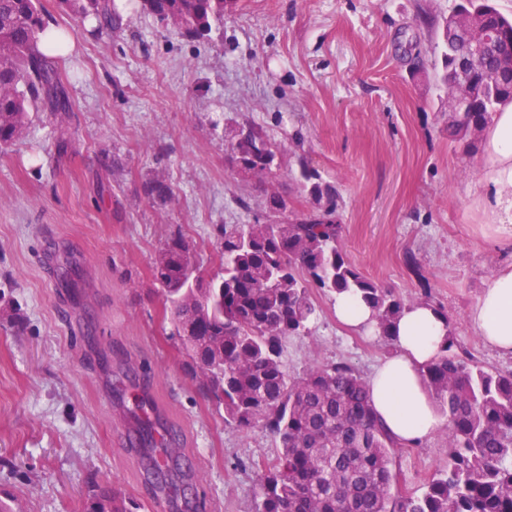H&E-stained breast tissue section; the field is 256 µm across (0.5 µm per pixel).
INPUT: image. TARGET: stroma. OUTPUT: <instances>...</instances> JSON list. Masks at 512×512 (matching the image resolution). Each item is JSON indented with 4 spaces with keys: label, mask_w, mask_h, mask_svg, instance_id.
Segmentation results:
<instances>
[{
    "label": "stroma",
    "mask_w": 512,
    "mask_h": 512,
    "mask_svg": "<svg viewBox=\"0 0 512 512\" xmlns=\"http://www.w3.org/2000/svg\"><path fill=\"white\" fill-rule=\"evenodd\" d=\"M41 2L75 34L62 64L73 110L63 126L31 113L26 136L0 146V504L10 512H84L99 485L140 512H182V499L201 497L209 512H253V463L275 443L261 428L225 426L185 371L153 269L179 234L202 273H217V226L268 220L269 195L287 203L277 220L300 217L312 206L302 155L336 190L348 261L414 301L415 257L458 349L487 371H512V356L467 322L512 252L478 237L481 151L448 135L441 30L460 0H238L223 39L205 42L130 11L98 32L58 0ZM246 121L276 144L268 175L232 161L224 131ZM148 180L167 196L147 199ZM48 252L61 269L79 262L75 287L44 277ZM312 297L309 333L287 343L289 374L346 361L369 376L389 347L337 323L329 296ZM133 385L156 429L181 434L197 478L184 496L149 498L143 453L114 444L136 433ZM447 454L440 433L400 449V486L420 487Z\"/></svg>",
    "instance_id": "35a3bbf8"
}]
</instances>
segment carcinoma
<instances>
[{"label": "carcinoma", "instance_id": "obj_1", "mask_svg": "<svg viewBox=\"0 0 512 512\" xmlns=\"http://www.w3.org/2000/svg\"><path fill=\"white\" fill-rule=\"evenodd\" d=\"M482 29L497 32L475 75L472 112H454L450 134L471 147L494 112L512 104V18L493 0H470ZM61 8L96 27L117 24L114 0H59ZM236 2L227 0H132V9L170 24L174 34L209 40ZM61 51L65 34L47 31L40 0H0V144L23 137L30 112L39 108L63 124L71 104L58 56L40 49L41 38ZM232 151L245 171L264 175L274 143L260 126L232 130ZM314 207L288 224H224L221 272L205 276L180 236L160 250L154 278L161 286L189 367L224 424L239 431L264 429L275 442L273 459L257 464L254 512H512V372H488L453 352L455 343L427 365L422 377L438 409L448 462L421 492L398 490L393 455L403 443L376 416L367 381L348 362L315 364L291 376L285 343L309 332L316 307L312 289L330 296L353 293L372 308L377 336L392 345L390 324L407 306L404 298L365 277L341 247L336 191L314 181ZM165 485L185 483L178 460L150 463ZM139 506L115 488L100 486L85 512H136Z\"/></svg>", "mask_w": 512, "mask_h": 512}]
</instances>
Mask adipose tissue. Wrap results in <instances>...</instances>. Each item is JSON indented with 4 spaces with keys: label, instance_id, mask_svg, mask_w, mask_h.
<instances>
[{
    "label": "adipose tissue",
    "instance_id": "adipose-tissue-1",
    "mask_svg": "<svg viewBox=\"0 0 512 512\" xmlns=\"http://www.w3.org/2000/svg\"><path fill=\"white\" fill-rule=\"evenodd\" d=\"M482 152L476 203L485 222L482 238L512 251V105L494 114L481 133ZM342 324L374 332L373 311L358 295L332 301ZM470 328L488 346L512 354V264L496 267L485 279L468 313ZM393 352L367 379L371 400L386 428L401 442L416 445L441 429L445 419L426 388L425 365L447 343L445 317L432 305L407 306L391 324Z\"/></svg>",
    "mask_w": 512,
    "mask_h": 512
}]
</instances>
